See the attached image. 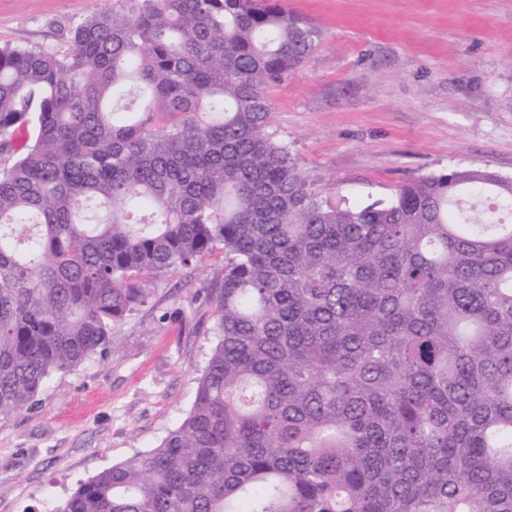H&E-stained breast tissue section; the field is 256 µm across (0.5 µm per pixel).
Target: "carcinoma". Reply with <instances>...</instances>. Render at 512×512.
I'll return each instance as SVG.
<instances>
[{
  "label": "carcinoma",
  "instance_id": "1",
  "mask_svg": "<svg viewBox=\"0 0 512 512\" xmlns=\"http://www.w3.org/2000/svg\"><path fill=\"white\" fill-rule=\"evenodd\" d=\"M124 2L0 45V420L217 248L219 341L184 420L55 512H512V177L324 199L267 95L311 20Z\"/></svg>",
  "mask_w": 512,
  "mask_h": 512
}]
</instances>
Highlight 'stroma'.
<instances>
[{
    "label": "stroma",
    "mask_w": 512,
    "mask_h": 512,
    "mask_svg": "<svg viewBox=\"0 0 512 512\" xmlns=\"http://www.w3.org/2000/svg\"><path fill=\"white\" fill-rule=\"evenodd\" d=\"M117 0H0V45L67 50ZM322 32L268 89L272 129L330 201L388 199L463 166L512 177V0H288ZM224 253L178 268L112 327L104 352L56 374L0 421V512H49L99 471L157 446L190 411L218 341Z\"/></svg>",
    "instance_id": "35a3bbf8"
}]
</instances>
